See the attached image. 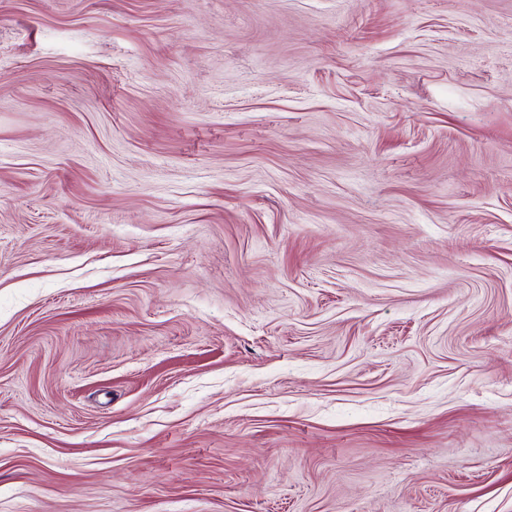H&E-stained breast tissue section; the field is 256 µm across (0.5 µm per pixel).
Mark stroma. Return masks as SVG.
I'll use <instances>...</instances> for the list:
<instances>
[{"label":"stroma","instance_id":"obj_1","mask_svg":"<svg viewBox=\"0 0 512 512\" xmlns=\"http://www.w3.org/2000/svg\"><path fill=\"white\" fill-rule=\"evenodd\" d=\"M0 512H512V0H0Z\"/></svg>","mask_w":512,"mask_h":512}]
</instances>
